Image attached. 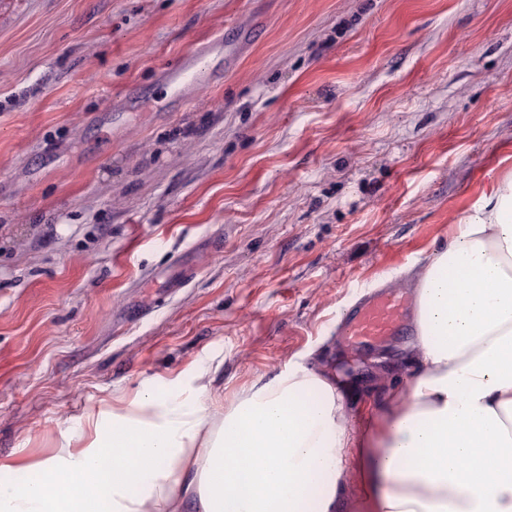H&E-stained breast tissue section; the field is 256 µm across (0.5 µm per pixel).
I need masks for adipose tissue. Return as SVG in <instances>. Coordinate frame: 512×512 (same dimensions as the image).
<instances>
[{"label":"adipose tissue","mask_w":512,"mask_h":512,"mask_svg":"<svg viewBox=\"0 0 512 512\" xmlns=\"http://www.w3.org/2000/svg\"><path fill=\"white\" fill-rule=\"evenodd\" d=\"M416 371L353 426L348 390L288 369L232 406L195 376L89 411L0 512H336L347 468L373 512H512V172L416 272Z\"/></svg>","instance_id":"ef3b65f1"}]
</instances>
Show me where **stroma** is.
<instances>
[{"instance_id": "1", "label": "stroma", "mask_w": 512, "mask_h": 512, "mask_svg": "<svg viewBox=\"0 0 512 512\" xmlns=\"http://www.w3.org/2000/svg\"><path fill=\"white\" fill-rule=\"evenodd\" d=\"M223 31L218 84L162 71ZM512 171V0H0V461L211 359L225 404L297 365L413 370L338 316Z\"/></svg>"}]
</instances>
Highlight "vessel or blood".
<instances>
[{"mask_svg": "<svg viewBox=\"0 0 512 512\" xmlns=\"http://www.w3.org/2000/svg\"><path fill=\"white\" fill-rule=\"evenodd\" d=\"M223 44V35L211 36L196 43L177 65L164 69L162 81L172 90L175 99L188 103L194 86L217 82L218 76L210 69L209 57ZM411 315V301L402 291L389 288L346 310L341 320V334L354 346H373L404 330Z\"/></svg>", "mask_w": 512, "mask_h": 512, "instance_id": "b4317fda", "label": "vessel or blood"}]
</instances>
